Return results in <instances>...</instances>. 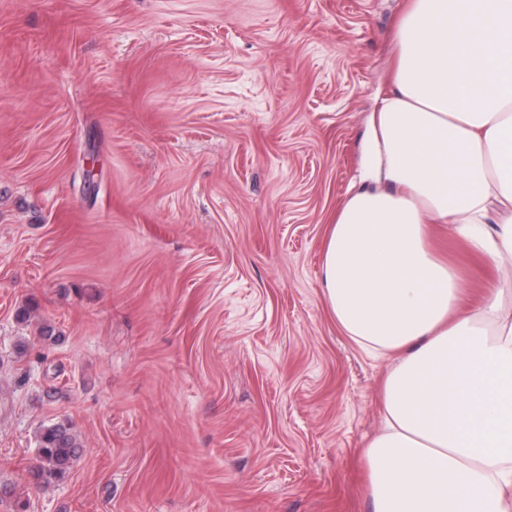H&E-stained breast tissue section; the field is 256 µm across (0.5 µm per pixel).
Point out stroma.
<instances>
[{
    "label": "stroma",
    "instance_id": "35a3bbf8",
    "mask_svg": "<svg viewBox=\"0 0 512 512\" xmlns=\"http://www.w3.org/2000/svg\"><path fill=\"white\" fill-rule=\"evenodd\" d=\"M402 5L0 0V512H370L390 361L321 260ZM430 240L467 309L502 286ZM39 465L34 477L43 482L60 480L68 474L81 453L79 438L68 423L43 425L36 440Z\"/></svg>",
    "mask_w": 512,
    "mask_h": 512
}]
</instances>
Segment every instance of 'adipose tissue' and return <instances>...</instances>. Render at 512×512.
<instances>
[{
  "label": "adipose tissue",
  "instance_id": "1",
  "mask_svg": "<svg viewBox=\"0 0 512 512\" xmlns=\"http://www.w3.org/2000/svg\"><path fill=\"white\" fill-rule=\"evenodd\" d=\"M360 183L328 227L337 326L393 356L363 450L372 512H512V289L463 310L428 244L512 262V0H405Z\"/></svg>",
  "mask_w": 512,
  "mask_h": 512
}]
</instances>
